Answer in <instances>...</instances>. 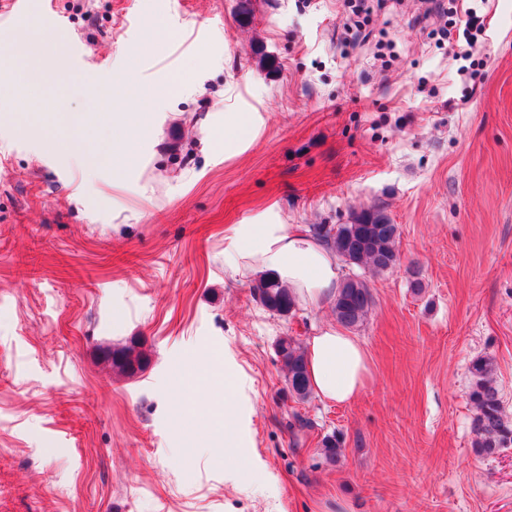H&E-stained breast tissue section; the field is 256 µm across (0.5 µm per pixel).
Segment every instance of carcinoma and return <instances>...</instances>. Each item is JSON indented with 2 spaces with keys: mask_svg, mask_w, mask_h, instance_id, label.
Instances as JSON below:
<instances>
[{
  "mask_svg": "<svg viewBox=\"0 0 512 512\" xmlns=\"http://www.w3.org/2000/svg\"><path fill=\"white\" fill-rule=\"evenodd\" d=\"M316 235L330 245L348 264L378 274L392 269L399 261L397 225L379 212H362L350 224L320 227ZM253 289L263 306L277 314H289L297 306L287 288L272 279H260ZM373 303L367 282L348 277L339 289L333 304L336 320L346 327H357L366 319ZM281 359L288 391L305 401L312 395L305 350L291 336L280 339ZM140 355L132 350L112 353V367L132 372L140 365ZM468 400L474 409L471 422L472 448L479 456H491L512 445V420L503 411L494 361L481 357L470 367Z\"/></svg>",
  "mask_w": 512,
  "mask_h": 512,
  "instance_id": "obj_1",
  "label": "carcinoma"
}]
</instances>
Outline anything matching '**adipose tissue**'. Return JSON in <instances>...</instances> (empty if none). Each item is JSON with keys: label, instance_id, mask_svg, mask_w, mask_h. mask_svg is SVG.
Segmentation results:
<instances>
[{"label": "adipose tissue", "instance_id": "ef3b65f1", "mask_svg": "<svg viewBox=\"0 0 512 512\" xmlns=\"http://www.w3.org/2000/svg\"><path fill=\"white\" fill-rule=\"evenodd\" d=\"M153 103L143 99L140 112L125 118V138L99 148L100 163L123 171L136 164L133 145L152 130ZM224 264L235 272L274 276L298 302L315 307L331 305L342 283L336 253L287 224L231 225L224 237ZM306 368L313 392L333 404L353 402L371 378L365 346L337 324L323 325L310 337Z\"/></svg>", "mask_w": 512, "mask_h": 512}]
</instances>
